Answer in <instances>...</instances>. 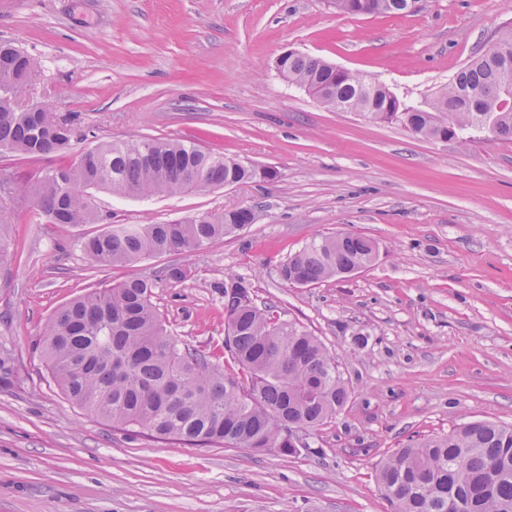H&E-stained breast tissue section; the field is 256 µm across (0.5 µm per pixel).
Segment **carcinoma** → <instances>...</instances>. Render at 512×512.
<instances>
[{
	"label": "carcinoma",
	"mask_w": 512,
	"mask_h": 512,
	"mask_svg": "<svg viewBox=\"0 0 512 512\" xmlns=\"http://www.w3.org/2000/svg\"><path fill=\"white\" fill-rule=\"evenodd\" d=\"M400 0H365L367 15H399ZM512 47V28L465 64L428 100L427 109L406 105L384 84L374 96L358 88L362 76L333 75L331 64L298 53L279 75L307 90L324 107L397 121L432 140L459 130L512 139V107L478 118L482 107L512 97V69L503 70L497 46ZM29 56L0 46V151L38 156L61 152L72 128L49 112H23L16 94L32 78ZM250 167L208 152L190 140L100 144L74 163L64 162L40 179L34 214L51 224H93L89 190L147 198L186 190L206 191L228 180L244 181ZM251 206L169 224H121L86 236L81 245L99 266H116L167 252H192L244 230ZM377 244L344 233L313 239L278 268L292 286L344 276L356 264L369 267ZM154 282L129 279L80 295L60 307L43 331L41 354L53 381L72 404L112 422L126 434L145 431L186 445H231L284 455L298 447L288 430L306 433L336 417L350 397L347 381L324 344L305 326L282 319L273 303L257 304L252 285L228 275L224 297V347L203 352L170 337L153 302ZM224 364H219V361ZM12 355L0 348V387L11 383ZM377 482L392 512H512V426L473 419L415 440L387 456Z\"/></svg>",
	"instance_id": "obj_1"
}]
</instances>
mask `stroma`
I'll return each instance as SVG.
<instances>
[{
    "label": "stroma",
    "instance_id": "1",
    "mask_svg": "<svg viewBox=\"0 0 512 512\" xmlns=\"http://www.w3.org/2000/svg\"><path fill=\"white\" fill-rule=\"evenodd\" d=\"M512 25V0H417L397 16L338 14L332 0H0V43L37 72L21 102L70 120L66 154H0L11 242L0 264V512H390L379 462L463 418L512 425V140L412 136L400 123L325 108L275 68L286 50L385 83L416 105ZM192 139L276 171L211 191L149 199L94 194L80 227L33 219L36 183L104 141ZM242 206L258 218L191 253L100 267L82 237L112 224H167ZM373 239L374 263L345 279L283 283L280 264L312 239ZM181 283L161 279L170 264ZM249 279L336 358L345 408L311 453H257L130 437L70 403L40 353L71 298L154 280L168 334L224 344L217 284Z\"/></svg>",
    "mask_w": 512,
    "mask_h": 512
}]
</instances>
